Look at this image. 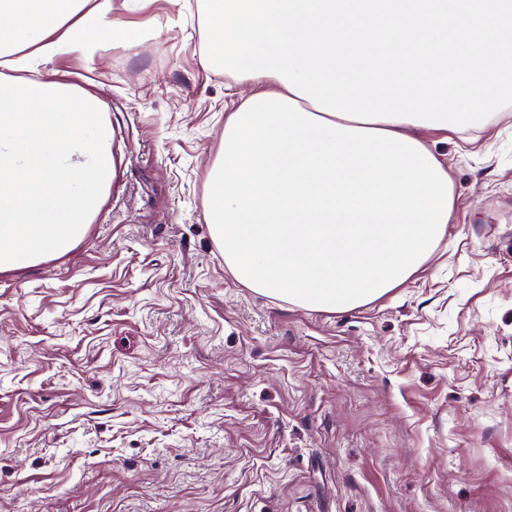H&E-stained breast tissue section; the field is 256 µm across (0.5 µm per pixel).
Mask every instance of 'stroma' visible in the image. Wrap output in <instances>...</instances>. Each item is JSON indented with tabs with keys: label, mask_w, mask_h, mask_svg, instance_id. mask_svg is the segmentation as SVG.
Instances as JSON below:
<instances>
[{
	"label": "stroma",
	"mask_w": 512,
	"mask_h": 512,
	"mask_svg": "<svg viewBox=\"0 0 512 512\" xmlns=\"http://www.w3.org/2000/svg\"><path fill=\"white\" fill-rule=\"evenodd\" d=\"M204 0H113L41 64L91 91L116 176L68 253L0 272V512H512V104L427 131L455 218L340 312L241 285L207 176L248 84Z\"/></svg>",
	"instance_id": "stroma-1"
}]
</instances>
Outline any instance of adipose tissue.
I'll return each instance as SVG.
<instances>
[{"mask_svg":"<svg viewBox=\"0 0 512 512\" xmlns=\"http://www.w3.org/2000/svg\"><path fill=\"white\" fill-rule=\"evenodd\" d=\"M112 0H0L10 68L114 36ZM204 66L251 84L207 183L224 262L254 291L350 309L409 280L454 220L424 129L512 102V0H206Z\"/></svg>","mask_w":512,"mask_h":512,"instance_id":"adipose-tissue-1","label":"adipose tissue"}]
</instances>
